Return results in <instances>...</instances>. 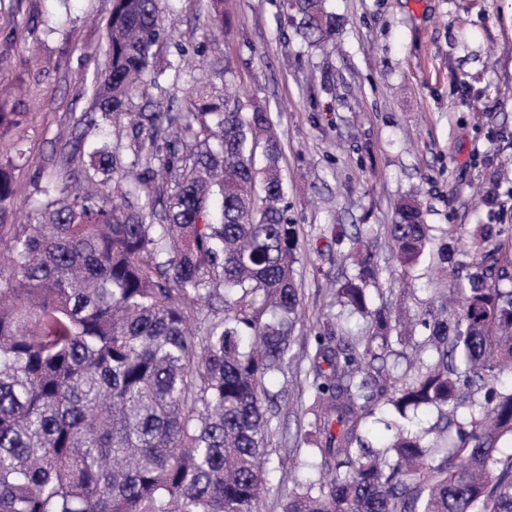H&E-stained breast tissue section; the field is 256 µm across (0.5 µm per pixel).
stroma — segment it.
<instances>
[{"label":"stroma","instance_id":"1","mask_svg":"<svg viewBox=\"0 0 512 512\" xmlns=\"http://www.w3.org/2000/svg\"><path fill=\"white\" fill-rule=\"evenodd\" d=\"M160 6L167 31L156 61L182 46L204 78L227 70L241 104L266 107L278 131L301 314L293 360L267 381L279 413L260 512H282L296 482L319 477L307 466L304 356L326 321L368 331L362 315L330 304L337 282L357 273L332 226L392 223L400 199L416 196L431 249L407 271L375 239L367 289L406 320L463 285L441 256L449 230L468 239L485 224L512 229V209L482 196L512 187V0H328L340 23L320 49L295 37L280 0H223V28L209 0ZM111 13L112 0H0V77L18 89L0 106L20 115L0 129V166L15 190L0 222H28L53 180L91 170L102 145L127 143L122 117L95 111L87 92L106 61ZM88 111L91 127L79 122Z\"/></svg>","mask_w":512,"mask_h":512}]
</instances>
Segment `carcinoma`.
I'll return each instance as SVG.
<instances>
[{
	"label": "carcinoma",
	"instance_id": "obj_1",
	"mask_svg": "<svg viewBox=\"0 0 512 512\" xmlns=\"http://www.w3.org/2000/svg\"><path fill=\"white\" fill-rule=\"evenodd\" d=\"M295 33L322 47L338 26L325 0H292ZM159 0H112L107 63L91 91L101 112H126L134 161L103 146L112 171L44 191L37 221L0 224V512H258L275 395L265 386L292 358L300 306L293 275L277 132L265 108L243 113L229 81L217 88L167 62L185 81L183 106L129 111L152 78L165 37ZM166 145L159 168L151 149ZM367 225L356 277L335 301L369 319L354 337L324 325L309 361L314 467L331 475L293 493L283 512H512V236L472 239L454 262L467 286L427 308L432 356L410 379H387L392 332L409 330L375 278ZM386 234L401 267L430 245L416 198ZM223 316H212L213 301ZM439 409L437 437L414 424L368 441L376 412Z\"/></svg>",
	"mask_w": 512,
	"mask_h": 512
}]
</instances>
